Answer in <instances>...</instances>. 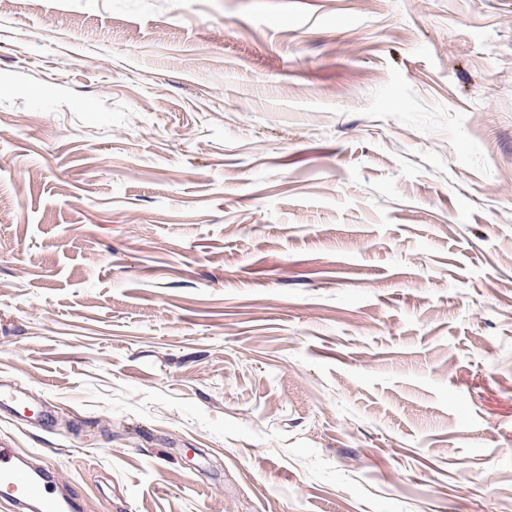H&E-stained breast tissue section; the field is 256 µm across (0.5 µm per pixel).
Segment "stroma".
<instances>
[{"label":"stroma","mask_w":512,"mask_h":512,"mask_svg":"<svg viewBox=\"0 0 512 512\" xmlns=\"http://www.w3.org/2000/svg\"><path fill=\"white\" fill-rule=\"evenodd\" d=\"M0 202L81 512H512V0H0Z\"/></svg>","instance_id":"obj_1"}]
</instances>
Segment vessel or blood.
Instances as JSON below:
<instances>
[{
  "label": "vessel or blood",
  "mask_w": 512,
  "mask_h": 512,
  "mask_svg": "<svg viewBox=\"0 0 512 512\" xmlns=\"http://www.w3.org/2000/svg\"><path fill=\"white\" fill-rule=\"evenodd\" d=\"M49 474V468H28L15 451L0 448V504L13 512H80L79 498L56 495Z\"/></svg>",
  "instance_id": "vessel-or-blood-1"
}]
</instances>
